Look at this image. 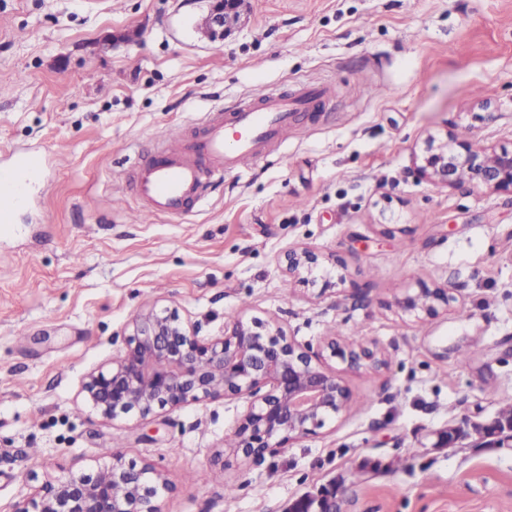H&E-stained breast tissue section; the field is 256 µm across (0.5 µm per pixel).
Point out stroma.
<instances>
[{
  "label": "stroma",
  "instance_id": "1",
  "mask_svg": "<svg viewBox=\"0 0 512 512\" xmlns=\"http://www.w3.org/2000/svg\"><path fill=\"white\" fill-rule=\"evenodd\" d=\"M214 2L0 0V166L51 158L20 232L0 228V512L29 473H88L108 450L163 472V512H287L332 481L339 512H512V447L435 445L512 400V196L414 172L431 136L512 149V0H244L210 41L195 24ZM309 84L329 93L306 134L200 206L143 217L116 193L202 113ZM296 246L335 259L325 293L281 271ZM422 281L448 292L436 316L396 304ZM150 305L204 336L281 326L358 406L256 464L223 451L242 399L102 418L83 379ZM333 340L383 367L349 369Z\"/></svg>",
  "mask_w": 512,
  "mask_h": 512
}]
</instances>
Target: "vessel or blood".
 I'll use <instances>...</instances> for the list:
<instances>
[{
    "mask_svg": "<svg viewBox=\"0 0 512 512\" xmlns=\"http://www.w3.org/2000/svg\"><path fill=\"white\" fill-rule=\"evenodd\" d=\"M317 87L282 96L263 90L246 100L204 113V130L194 144L165 141L156 156L137 173L135 193L144 212L180 214L205 199V176L235 175L262 159L268 150L299 131V115L321 98ZM43 153L20 150L0 167V222L30 204L28 186L42 175Z\"/></svg>",
    "mask_w": 512,
    "mask_h": 512,
    "instance_id": "vessel-or-blood-1",
    "label": "vessel or blood"
}]
</instances>
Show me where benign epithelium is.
<instances>
[{
    "mask_svg": "<svg viewBox=\"0 0 512 512\" xmlns=\"http://www.w3.org/2000/svg\"><path fill=\"white\" fill-rule=\"evenodd\" d=\"M242 0H217L209 15L211 35L237 25ZM416 171L436 186L470 184L476 189L512 195V150H489L467 138L449 134L429 137ZM289 277L312 287L331 285V269L322 253L292 247L280 260ZM448 295L419 283L397 302L402 312L435 316ZM124 350L90 371L82 384L86 401L102 417L146 418L162 409L219 398H246V412L234 429L233 452L246 461H260L311 435L347 409L350 390L319 364L320 354L290 340L279 326L241 319L221 336H202L175 308L149 307L129 324ZM330 355L351 369H378L384 362L368 349L328 343ZM512 443V422L493 415L464 418L438 434L436 446H455L471 439ZM334 483L295 500L289 512H337ZM170 491L167 480L151 465L137 466L117 455L93 474L69 473L46 479L10 512H162L159 501Z\"/></svg>",
    "mask_w": 512,
    "mask_h": 512,
    "instance_id": "obj_1",
    "label": "benign epithelium"
}]
</instances>
